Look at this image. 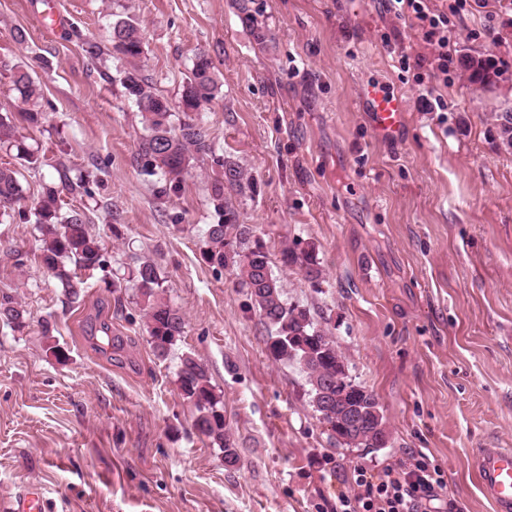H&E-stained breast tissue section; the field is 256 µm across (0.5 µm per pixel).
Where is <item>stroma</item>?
Returning <instances> with one entry per match:
<instances>
[{
    "label": "stroma",
    "instance_id": "1",
    "mask_svg": "<svg viewBox=\"0 0 512 512\" xmlns=\"http://www.w3.org/2000/svg\"><path fill=\"white\" fill-rule=\"evenodd\" d=\"M68 23L45 27L42 0H0V113L24 109L11 65L43 87L33 137L88 189L63 195L84 211L103 265L67 304L37 261L40 233L18 217L52 165L26 174L19 207L0 214V296L22 302L20 330L0 323V497L40 484L48 512H316L354 467L379 470L420 451L445 472L457 512H495L475 477L480 448H512V150L496 118L512 114V20L498 0L466 13L449 84L399 73L398 52L426 53L411 21L377 0H54ZM142 29V74L176 109L197 53L220 94L199 110L216 154L252 184L230 200L260 237L289 303L310 309L352 378L378 398L387 448L363 455L316 419L298 365L274 361L267 330L231 270L201 251L218 217L221 170L196 159L179 194L136 160L145 130L124 93L123 65L92 66L88 43H109L113 15ZM490 29L491 50L474 29ZM23 41H15L16 32ZM395 32L392 47L380 36ZM497 53L492 84L469 61ZM401 94L397 140L373 130L364 86ZM441 98L429 112L423 99ZM313 248L309 281L283 267V245ZM153 258L184 332L154 355L142 303L126 280ZM109 333H102L101 324ZM208 368L240 456L224 465L192 426L176 384L182 353Z\"/></svg>",
    "mask_w": 512,
    "mask_h": 512
}]
</instances>
